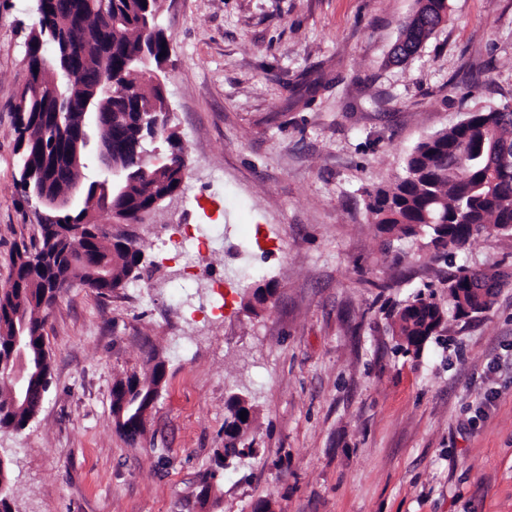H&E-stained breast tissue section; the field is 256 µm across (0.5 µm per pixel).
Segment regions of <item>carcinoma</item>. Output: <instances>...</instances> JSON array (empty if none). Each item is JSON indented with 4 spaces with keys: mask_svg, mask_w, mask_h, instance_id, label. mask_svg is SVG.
I'll return each instance as SVG.
<instances>
[{
    "mask_svg": "<svg viewBox=\"0 0 512 512\" xmlns=\"http://www.w3.org/2000/svg\"><path fill=\"white\" fill-rule=\"evenodd\" d=\"M161 0H92L80 17L84 33L95 44V53L85 60L82 78L71 79L67 68L69 43L63 32L70 24L63 12V0H41L47 25L33 27L27 37L28 70L32 82L19 97L27 98L26 112H16L15 132L20 152L21 174L25 178L40 169L44 153L53 151L52 140L69 139L70 131L83 121L80 104L92 100V107L112 117L115 145L151 142V127L165 118V91L156 81L160 64L170 51L163 31H158L149 55L135 58L143 27L158 26ZM106 11L112 29L100 18ZM424 10L431 22L403 31L411 53L418 52L447 17V0H428ZM70 103L63 109L61 124L54 132L45 130L44 113L53 111V99ZM512 144V110L482 108L470 110L466 118L446 131L419 142L405 157L403 173L392 184L367 193L366 208L380 233L395 239L427 235L436 247L448 250V277L444 280L448 304L465 318L475 317L492 304L498 290L512 271L492 267L472 270L453 263V252L482 233L512 236V166L500 159L499 150ZM182 178L181 169L148 167V174L125 185L120 198L105 195V186L84 179L85 192L96 202L80 209L44 210L38 219V236L17 248L12 256L13 277L0 289V364L11 363L17 335L26 337L29 370L25 382L31 399L28 405L15 401L11 384L0 375V430L25 429L37 414L39 400L45 399L51 383V355L44 335L46 310L57 298L53 280L61 278L71 286L78 282L105 295L138 277L143 254L140 243L131 238L128 246L111 241L95 213L109 211L112 218L147 208L154 198L174 191ZM397 350L420 353L442 332L445 308L435 294L418 292L388 313ZM165 363L155 362L140 377L133 373L117 379L112 387V414L129 403L124 414L131 423L154 404L165 384ZM224 436L253 449L249 434L255 422L253 405L238 397L225 403ZM246 419H240V412ZM12 471L0 458V512H13L8 490Z\"/></svg>",
    "mask_w": 512,
    "mask_h": 512,
    "instance_id": "obj_1",
    "label": "carcinoma"
}]
</instances>
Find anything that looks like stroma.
Instances as JSON below:
<instances>
[{"label": "stroma", "instance_id": "obj_1", "mask_svg": "<svg viewBox=\"0 0 512 512\" xmlns=\"http://www.w3.org/2000/svg\"><path fill=\"white\" fill-rule=\"evenodd\" d=\"M417 7L162 0L184 188L135 224L97 213L143 244L140 276L104 296L74 284L47 310L50 391L25 430L0 431L14 512H512V284L449 318L447 344L396 353L388 310L443 293L448 266L424 238L387 241L365 206L418 142L512 104V0H448L391 63ZM36 20L35 0H0V288L42 212L17 186L15 134ZM208 224L223 235L178 257ZM454 261L510 264L512 238L481 235ZM156 360L166 382L132 442L112 386ZM233 393L257 409L256 451L221 470ZM447 0H429L424 10L430 15L431 22L427 27H418L414 29L408 25L402 35L405 37V42L411 48V52L405 56V59L413 56L418 52L422 44L429 39L436 28L444 22L447 17L448 4Z\"/></svg>", "mask_w": 512, "mask_h": 512}]
</instances>
